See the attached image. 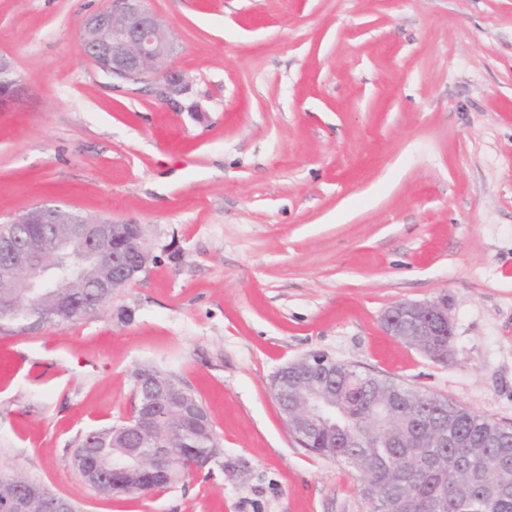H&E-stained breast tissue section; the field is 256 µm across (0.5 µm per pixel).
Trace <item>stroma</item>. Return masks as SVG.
Returning a JSON list of instances; mask_svg holds the SVG:
<instances>
[{
	"label": "stroma",
	"instance_id": "obj_1",
	"mask_svg": "<svg viewBox=\"0 0 512 512\" xmlns=\"http://www.w3.org/2000/svg\"><path fill=\"white\" fill-rule=\"evenodd\" d=\"M146 3L179 94L84 56L108 0H0L26 89L0 111V224L53 198L145 224L156 257L92 316L0 333V470L81 512H364L270 390L312 354L512 425V0ZM443 294L440 364L381 317ZM143 363L202 398L224 468L103 496L69 459L131 416Z\"/></svg>",
	"mask_w": 512,
	"mask_h": 512
}]
</instances>
